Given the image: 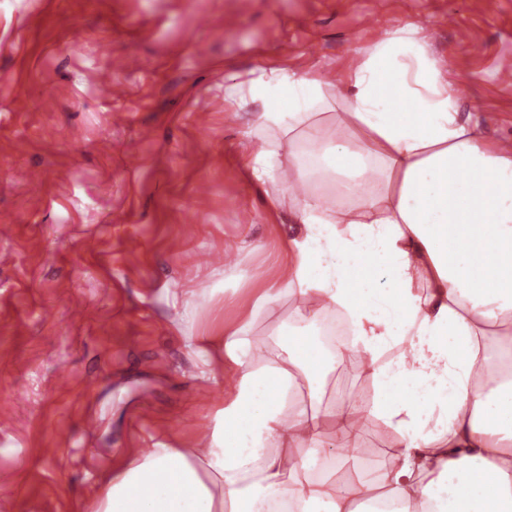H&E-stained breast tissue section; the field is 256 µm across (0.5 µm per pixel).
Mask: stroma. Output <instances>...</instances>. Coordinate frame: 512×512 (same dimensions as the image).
<instances>
[{
	"label": "stroma",
	"instance_id": "35a3bbf8",
	"mask_svg": "<svg viewBox=\"0 0 512 512\" xmlns=\"http://www.w3.org/2000/svg\"><path fill=\"white\" fill-rule=\"evenodd\" d=\"M407 20L462 117L512 140V0H0V512H84L135 450L204 431L237 372L196 337L247 321L253 367L276 360L298 301L252 306L290 208L245 171L260 104L224 90L340 72Z\"/></svg>",
	"mask_w": 512,
	"mask_h": 512
}]
</instances>
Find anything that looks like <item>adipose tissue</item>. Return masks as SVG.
<instances>
[{
	"mask_svg": "<svg viewBox=\"0 0 512 512\" xmlns=\"http://www.w3.org/2000/svg\"><path fill=\"white\" fill-rule=\"evenodd\" d=\"M420 31H385L335 80L272 68L228 87V99L261 104L248 136L287 142L300 183L360 166L376 182L333 200L292 195L275 184L277 151L247 155L272 185L267 207L292 203L287 279L254 305L300 301L284 353L253 368L249 325L228 331L218 359L236 367L237 386L207 444L133 455L102 476L89 512H512V393L490 397L476 372L512 358V149L461 117ZM326 115L344 142L323 134ZM330 316L347 324L345 346L324 345ZM347 353L370 401L284 411L311 370ZM330 418L343 448L369 421L391 429L388 463L325 454ZM345 468L354 480L336 482Z\"/></svg>",
	"mask_w": 512,
	"mask_h": 512,
	"instance_id": "obj_1",
	"label": "adipose tissue"
}]
</instances>
